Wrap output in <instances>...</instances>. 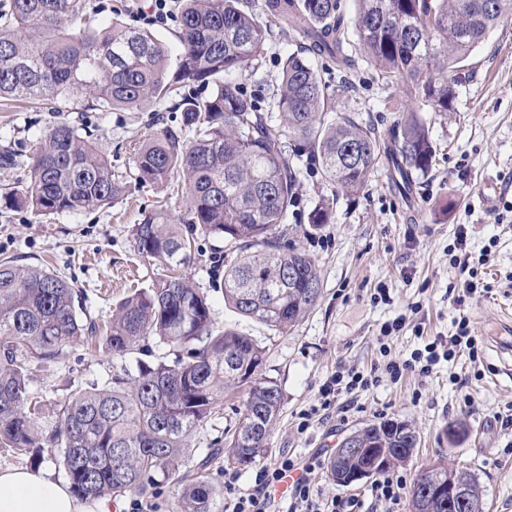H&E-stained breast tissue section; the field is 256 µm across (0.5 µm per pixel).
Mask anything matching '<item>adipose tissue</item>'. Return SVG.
Instances as JSON below:
<instances>
[{
	"instance_id": "1",
	"label": "adipose tissue",
	"mask_w": 512,
	"mask_h": 512,
	"mask_svg": "<svg viewBox=\"0 0 512 512\" xmlns=\"http://www.w3.org/2000/svg\"><path fill=\"white\" fill-rule=\"evenodd\" d=\"M0 512H112V503L91 511L47 470L0 468Z\"/></svg>"
}]
</instances>
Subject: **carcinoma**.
<instances>
[{"mask_svg": "<svg viewBox=\"0 0 512 512\" xmlns=\"http://www.w3.org/2000/svg\"><path fill=\"white\" fill-rule=\"evenodd\" d=\"M177 38L183 51L168 74V47L150 31L118 21L103 26L88 0H7L0 26V101L47 105L63 113L85 108L138 110L154 101L181 113V128L163 126L132 157L141 184L183 178L188 232L162 212L133 227L139 253L165 258L169 274L124 298L100 332L85 322L73 288L39 267L0 263V442L19 456L45 446L63 448L70 488L81 499L141 494L155 476L176 473L192 432L208 421L226 390L246 387L236 428L210 457L221 454L248 468L268 453L282 391L262 376L265 350L235 328L213 324L208 295L179 268L191 260L195 234L219 237L234 254L224 264V304L240 317L284 334L321 296L314 259L282 245L277 228L298 210L300 158L305 154L337 193L354 194L381 159L391 188L412 202L416 180L430 170L435 150L417 110L446 112L454 83L470 54L512 13V0H356L352 20L360 58L340 0H177ZM277 19L279 38L296 46L284 57L276 92L247 90L237 75L265 51L259 14ZM340 70L360 62L412 104L388 136L338 110L317 60ZM213 85L207 98L191 93ZM277 110L279 131L271 130ZM25 191L7 205L39 215L101 208L125 196L108 157L79 127L53 122L30 157ZM334 200L319 197L307 215L317 229L334 218ZM81 336L107 353L139 354L104 385L74 392L39 426L41 406L30 397L32 366L55 362ZM167 347L174 360L143 357ZM418 436L404 422L383 421L352 431L339 443L350 452L331 459L339 473L384 462L383 473L409 461ZM184 482L175 512H220L214 486L201 477ZM410 512H448L418 479Z\"/></svg>", "mask_w": 512, "mask_h": 512, "instance_id": "carcinoma-1", "label": "carcinoma"}]
</instances>
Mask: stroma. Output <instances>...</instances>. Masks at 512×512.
Listing matches in <instances>:
<instances>
[{
	"mask_svg": "<svg viewBox=\"0 0 512 512\" xmlns=\"http://www.w3.org/2000/svg\"><path fill=\"white\" fill-rule=\"evenodd\" d=\"M103 23L120 20L151 29L170 49L176 65L181 46L175 16L151 25V0H89ZM331 82L346 110L386 131L406 107L401 92L375 71L332 73ZM106 153L113 176L127 194L112 205L59 215H38L5 206L3 197L22 192L29 180L32 144L55 117L18 104L0 103V146L12 145L18 162L0 168V261L39 265L82 294L81 317L104 322L117 304L148 287L166 272V262L138 253L133 227L145 212L177 189L141 185L132 164L135 148L153 132L148 113L128 109L71 112ZM436 150L413 202H405L388 185L386 164H379L358 194L339 196L333 223L311 230L307 213L332 188L319 174L303 169L302 203L283 225L284 241L295 242L320 268L321 297L290 332L239 319L224 304L220 285L228 246L216 237L198 238L186 275L208 295L217 326H235L264 348L262 368L274 379L283 400L267 456L242 469L227 459L214 461L205 475L217 489H256L262 470L290 456L320 463L315 490L319 499L354 498L360 512H390L370 495V483L342 487L332 481L327 464L351 431L385 420L406 422L417 432L413 458L399 471L415 481L425 469L453 463L469 470L482 487L485 512H512V427L499 417L512 408V371L491 345L493 338L512 340V18L503 21L476 48L454 85L447 113L422 115ZM496 178L499 196L493 208L472 195L480 178ZM468 225L472 254L487 253L478 276L489 291L456 304L454 290L464 280L451 262L458 225ZM466 312L471 333L479 339L477 360L461 355L440 361L426 377L408 372L396 381L383 376L388 361L410 359L438 337L455 332V319ZM405 317L404 327L382 335V327ZM120 357L90 352L82 340L71 342L55 363L36 367L30 392L45 412H53L76 390L105 383L120 369ZM379 373L377 385L344 395L321 419L301 428V415L316 405L319 389L333 374ZM245 395L225 400L189 440L184 469H192L207 449L224 445V433L237 423ZM176 479L159 478L147 495L123 497V512H171L181 494Z\"/></svg>",
	"mask_w": 512,
	"mask_h": 512,
	"instance_id": "obj_1",
	"label": "stroma"
}]
</instances>
